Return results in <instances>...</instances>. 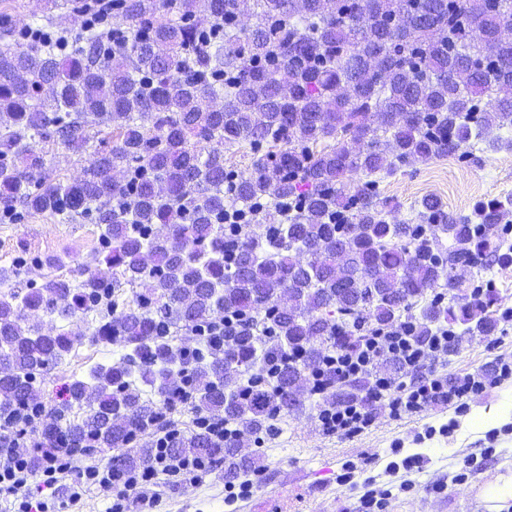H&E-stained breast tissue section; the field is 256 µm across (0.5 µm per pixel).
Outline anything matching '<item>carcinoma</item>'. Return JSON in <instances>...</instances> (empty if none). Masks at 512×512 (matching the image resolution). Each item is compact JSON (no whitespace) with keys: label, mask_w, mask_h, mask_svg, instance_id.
<instances>
[{"label":"carcinoma","mask_w":512,"mask_h":512,"mask_svg":"<svg viewBox=\"0 0 512 512\" xmlns=\"http://www.w3.org/2000/svg\"><path fill=\"white\" fill-rule=\"evenodd\" d=\"M258 24L238 28L242 9ZM512 0H112L118 45L88 29L61 51L49 41L0 45V217L96 213L105 267L78 283L56 277L26 293H0V414L31 398L35 373L69 353L81 326L45 334L38 319L94 320L96 342H121L110 366L68 385L30 456L40 467L61 443L125 448L152 426L181 384L196 413L257 436L297 412L296 388L331 347L358 345L369 327L412 318L439 288L463 301L433 299L416 318L419 335L446 323L493 334L495 296L468 300L457 270L507 267L512 244L492 240L512 221L497 201L454 219L435 196L420 224H389L375 183L350 187L353 169L467 153L494 130L512 128ZM219 100L216 109L202 107ZM112 141L92 145L97 128ZM344 140L323 145L327 139ZM54 138L88 154L82 177L48 178L39 141ZM247 145L259 155L240 175L200 142ZM252 210L225 229L224 211ZM268 225L256 234L250 225ZM451 244L440 248L435 228ZM144 287L141 292L135 291ZM132 298L102 313L105 292ZM234 314L237 341L195 359L173 343L178 329L206 328ZM301 363L284 360L289 350ZM281 366L271 387L243 399L242 373L264 359ZM365 389L357 380L328 390L332 401ZM151 449L121 454L117 472ZM173 452L224 464V475L255 470L232 436L199 429Z\"/></svg>","instance_id":"1"}]
</instances>
